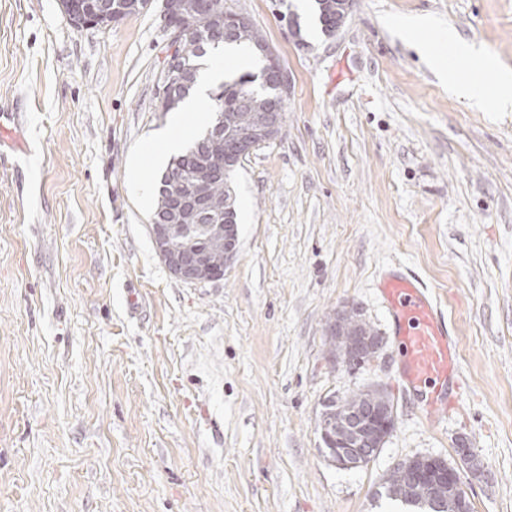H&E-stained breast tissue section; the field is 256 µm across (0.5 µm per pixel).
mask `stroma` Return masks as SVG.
I'll use <instances>...</instances> for the list:
<instances>
[{
    "instance_id": "obj_1",
    "label": "stroma",
    "mask_w": 512,
    "mask_h": 512,
    "mask_svg": "<svg viewBox=\"0 0 512 512\" xmlns=\"http://www.w3.org/2000/svg\"><path fill=\"white\" fill-rule=\"evenodd\" d=\"M288 72L286 122L233 174L239 250L222 279L161 262L155 131L190 144L208 100L156 107L162 0L75 29L60 0H0V512H396L379 491L415 456L458 466L473 512H512V112L456 96L397 30L426 15L512 66V0H353L334 33L298 0H224ZM412 274L463 380L427 419L378 288ZM377 357L329 362L344 305ZM385 388L396 425L368 465L333 462L327 404ZM473 461L461 463L459 449Z\"/></svg>"
}]
</instances>
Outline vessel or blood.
<instances>
[{
  "mask_svg": "<svg viewBox=\"0 0 512 512\" xmlns=\"http://www.w3.org/2000/svg\"><path fill=\"white\" fill-rule=\"evenodd\" d=\"M380 288L403 348L402 382L406 388L424 391L422 410L426 415L446 414L448 383L458 379L459 370L444 319L421 283L409 275L384 276Z\"/></svg>",
  "mask_w": 512,
  "mask_h": 512,
  "instance_id": "vessel-or-blood-1",
  "label": "vessel or blood"
}]
</instances>
